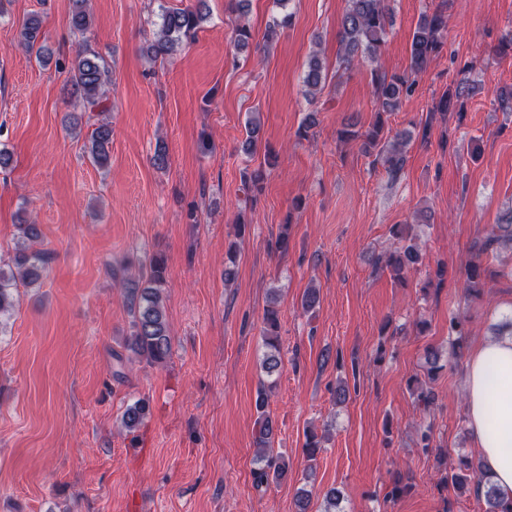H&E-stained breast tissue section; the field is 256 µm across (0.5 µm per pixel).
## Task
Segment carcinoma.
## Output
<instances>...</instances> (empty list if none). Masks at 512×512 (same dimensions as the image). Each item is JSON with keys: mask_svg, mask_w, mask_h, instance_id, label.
Returning <instances> with one entry per match:
<instances>
[{"mask_svg": "<svg viewBox=\"0 0 512 512\" xmlns=\"http://www.w3.org/2000/svg\"><path fill=\"white\" fill-rule=\"evenodd\" d=\"M72 2L70 26L74 34L82 36L92 27L88 0ZM205 18L206 13L200 7L194 10L162 9L158 30L144 47V54L152 61H165L171 58L183 40L199 29ZM42 23L41 16L32 13L26 17L19 30L20 45L38 60L41 59V48L37 47V42ZM391 24L392 17L386 0H347L340 21L337 71L345 72L358 64L371 67L376 121L364 133L353 130L350 124H344L338 135L342 141L363 139L362 148L366 152L372 148H379L386 171L394 179L404 165L403 134L397 132L390 138L384 136L382 116L399 109L402 99L414 92L418 75L426 69L430 61L442 53L445 46L447 16L440 10L421 14L410 45L409 64L402 73L389 74L383 71L380 65L387 30ZM251 39L250 27L242 21L237 23L231 40L233 55L236 56L248 48ZM108 76L109 68L103 56L84 44L78 49L74 67L69 71L66 84L70 87L71 94L82 100L85 111L96 112L102 107ZM327 77L328 71L320 55L316 52L310 54L303 76V86L309 100H314L317 92L324 88ZM473 92L472 86L461 81L454 88L448 89V93L441 97L435 110L447 112L457 106L462 108ZM245 128L246 138L242 142V150L252 154L256 151L259 141L260 121L254 117L246 122ZM111 139L112 127L105 120L97 124L90 135L89 158L100 168L108 167ZM275 159L273 153H267L263 164L245 177L244 185L250 192L247 196L250 203H256L262 194L266 168L272 166ZM497 229L498 232L485 236L472 246L475 258L466 266L464 285L471 295H476L481 290V264L476 262V259L497 251L501 246H512V213L502 218ZM17 231L18 243L12 263L0 264V318L10 314L16 306L17 298L14 291L17 282L20 281L27 286L40 283L51 260L49 253L34 251L28 246L29 242L40 237L38 225L19 224ZM392 234L401 245L382 253L377 262L389 270L395 280L401 281L408 272L422 263V255L406 227L396 225ZM166 271L165 259L156 256L150 262L149 271L124 281L127 300L133 311L126 347L132 354L145 359L150 365H163L170 356V325L164 306ZM263 322V345L267 352L262 360V368L270 375L280 365L279 309L275 304L266 307ZM266 404L265 396L259 395L256 402L260 411L257 421L259 429L256 437V458L263 466L254 472L256 484L259 486L268 483L270 472H277L280 469L275 459L269 455L274 428L270 415L265 411ZM148 411L149 402L144 399L128 406L122 416L123 428L129 433L135 431L142 424ZM445 481L458 489L474 493L478 499L484 498V512H512V506H507L500 499L495 487L486 480L478 462L461 460L458 470H450Z\"/></svg>", "mask_w": 512, "mask_h": 512, "instance_id": "carcinoma-1", "label": "carcinoma"}]
</instances>
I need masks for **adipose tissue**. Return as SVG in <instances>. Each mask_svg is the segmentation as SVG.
I'll use <instances>...</instances> for the list:
<instances>
[{"mask_svg":"<svg viewBox=\"0 0 512 512\" xmlns=\"http://www.w3.org/2000/svg\"><path fill=\"white\" fill-rule=\"evenodd\" d=\"M467 420L480 464L504 499H512V335L478 344L465 377Z\"/></svg>","mask_w":512,"mask_h":512,"instance_id":"obj_1","label":"adipose tissue"}]
</instances>
